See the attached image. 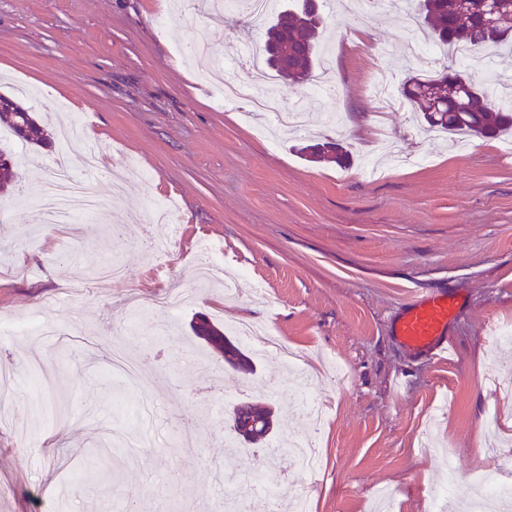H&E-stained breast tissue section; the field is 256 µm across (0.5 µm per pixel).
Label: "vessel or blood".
Masks as SVG:
<instances>
[{"label": "vessel or blood", "mask_w": 512, "mask_h": 512, "mask_svg": "<svg viewBox=\"0 0 512 512\" xmlns=\"http://www.w3.org/2000/svg\"><path fill=\"white\" fill-rule=\"evenodd\" d=\"M453 309V299L445 293L410 303L400 313L396 334L409 349L438 360L447 359L448 344L444 335Z\"/></svg>", "instance_id": "b4317fda"}]
</instances>
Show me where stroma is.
Wrapping results in <instances>:
<instances>
[{"instance_id":"1","label":"stroma","mask_w":512,"mask_h":512,"mask_svg":"<svg viewBox=\"0 0 512 512\" xmlns=\"http://www.w3.org/2000/svg\"><path fill=\"white\" fill-rule=\"evenodd\" d=\"M320 8L336 92L314 100L308 85L273 81L274 95L307 108L305 128L283 136L268 117L244 122V103L217 100L182 51L204 32L227 75L250 84L231 52L245 40L262 53L264 35L242 16L213 17L207 0H0V93L21 95L50 135L43 149L0 131L31 197L23 206L15 192L0 195V319L58 326L82 351L73 358L37 330L0 334V367L14 374L0 418V512H119L129 490L140 512H182L200 496L207 512H224L219 467L266 469L273 448L281 479L268 508L288 512L287 488L306 476L286 448L311 430L294 396L302 369L325 414L311 512H435L445 447L459 482L495 469L482 424L493 381L512 383V347L491 341L512 325V160L494 139L423 132L410 103L382 112L375 69L393 66L398 87L419 70L392 55L418 23L413 11L388 4L360 24L339 0ZM70 120L81 147L131 170L122 227L51 224L36 202L54 158L71 150L59 131ZM335 140L345 166L300 153ZM152 199L171 205L174 235L149 225ZM164 236L170 251L155 256L151 242ZM208 251L244 275L235 297L196 281ZM106 261L125 268L124 281L96 280ZM162 287L192 300L153 314L143 340L131 339L122 298ZM440 291L456 298L445 361L394 334L408 303ZM201 314L268 326L297 352L295 367L251 346L254 373L225 367L191 330ZM117 352L142 375L125 387V408L114 399ZM247 400L273 407L276 431L230 457L224 411ZM181 427L191 450L174 444ZM121 431L140 448L116 445ZM103 452L118 480L74 494Z\"/></svg>"}]
</instances>
